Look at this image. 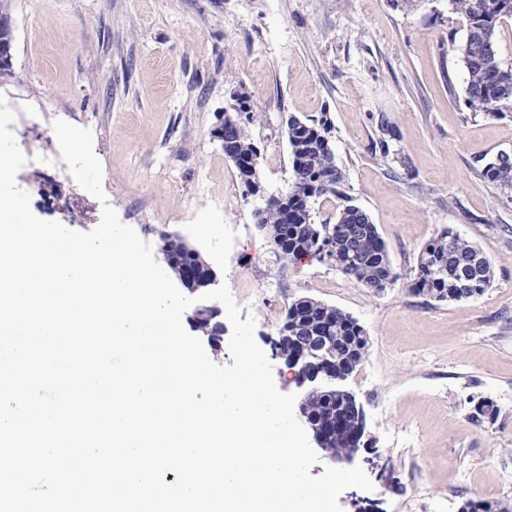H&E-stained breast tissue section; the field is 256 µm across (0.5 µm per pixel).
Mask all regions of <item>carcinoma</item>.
<instances>
[{
  "label": "carcinoma",
  "mask_w": 512,
  "mask_h": 512,
  "mask_svg": "<svg viewBox=\"0 0 512 512\" xmlns=\"http://www.w3.org/2000/svg\"><path fill=\"white\" fill-rule=\"evenodd\" d=\"M450 9L467 19L463 43L456 47L465 68L467 79L465 104L473 112H482L492 118L512 114V65L499 57L496 37L499 25L512 19V0H449ZM237 113L244 121L233 134L231 148L255 164H260V149L248 132V125L256 119L254 112L239 99ZM302 124L298 128L288 125V144L292 155L293 180L283 192V200L274 202L257 215V226L280 257L293 261L301 257L322 260V246L328 243L326 235L332 231L339 242L331 264L344 276L371 289H376L385 275L382 261L377 258L386 248L385 241L370 217L343 192L345 174L336 164L332 145V126L327 118H295ZM481 175L488 183L503 192H512V161L500 156L487 160ZM338 196L344 199L336 222L317 224L312 210L304 206V199L313 202L321 197ZM466 255L477 246L448 229L430 240L418 257L410 290L418 294L424 288L438 292L452 288L451 281L437 274V262L448 256V250ZM160 252L174 275L189 272L198 266L199 255L188 252L167 236L161 237ZM327 313L333 318L332 335L336 340L334 361L342 362L343 374L352 375L363 362L368 342L360 341L355 359L347 357L344 339L360 335L357 322L342 309L311 297H300L288 305L285 319L304 325L306 315Z\"/></svg>",
  "instance_id": "obj_1"
}]
</instances>
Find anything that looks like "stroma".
<instances>
[{
	"label": "stroma",
	"instance_id": "35a3bbf8",
	"mask_svg": "<svg viewBox=\"0 0 512 512\" xmlns=\"http://www.w3.org/2000/svg\"><path fill=\"white\" fill-rule=\"evenodd\" d=\"M22 152L56 140L55 119L93 133L103 188L122 222L151 247L176 234L226 283L285 394L303 395L271 355L288 304L312 297L352 315L368 351L347 379L366 415L354 463L371 490L345 489L342 512H459L468 500L512 504V198L480 176L512 152V114L464 104L454 49L466 21L448 0H8ZM243 94L260 120L267 193L287 189L285 115L327 117L346 192L385 241L397 280L384 293L317 260L279 257L258 230L254 199L212 135ZM391 133L383 135L380 125ZM17 185L46 221L87 232L97 198L42 166ZM211 225L202 235L200 225ZM453 229L487 255L478 299L439 303L409 286L425 244ZM488 400L495 419L475 418Z\"/></svg>",
	"mask_w": 512,
	"mask_h": 512
}]
</instances>
